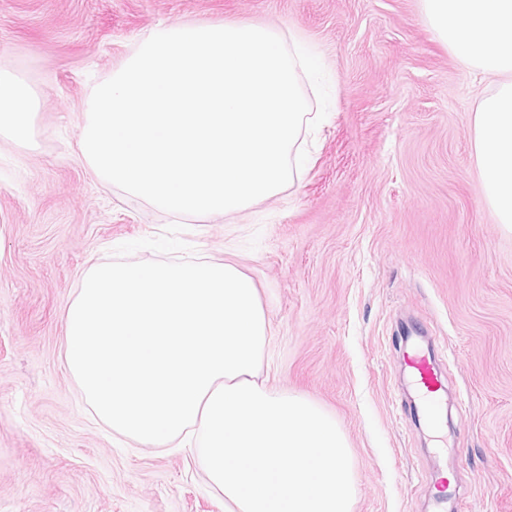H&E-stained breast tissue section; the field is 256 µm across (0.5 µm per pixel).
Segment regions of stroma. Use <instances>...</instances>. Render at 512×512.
I'll return each mask as SVG.
<instances>
[{
  "label": "stroma",
  "instance_id": "35a3bbf8",
  "mask_svg": "<svg viewBox=\"0 0 512 512\" xmlns=\"http://www.w3.org/2000/svg\"><path fill=\"white\" fill-rule=\"evenodd\" d=\"M238 21L298 33L330 103L299 181L232 214L174 215L97 177L80 141L94 86L154 29ZM39 98L33 139L0 140V512H224L185 453L112 433L65 358L81 280L121 243L184 225L191 258L254 279L260 378L333 416L353 512H512V234L484 201L477 99L419 0H0V64ZM435 340L451 432L414 419L403 327Z\"/></svg>",
  "mask_w": 512,
  "mask_h": 512
}]
</instances>
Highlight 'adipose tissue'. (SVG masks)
Wrapping results in <instances>:
<instances>
[{"mask_svg": "<svg viewBox=\"0 0 512 512\" xmlns=\"http://www.w3.org/2000/svg\"><path fill=\"white\" fill-rule=\"evenodd\" d=\"M421 19L469 68L501 75L475 104V149L485 201L512 234V0H420ZM33 86L0 66V136L33 135Z\"/></svg>", "mask_w": 512, "mask_h": 512, "instance_id": "ef3b65f1", "label": "adipose tissue"}]
</instances>
